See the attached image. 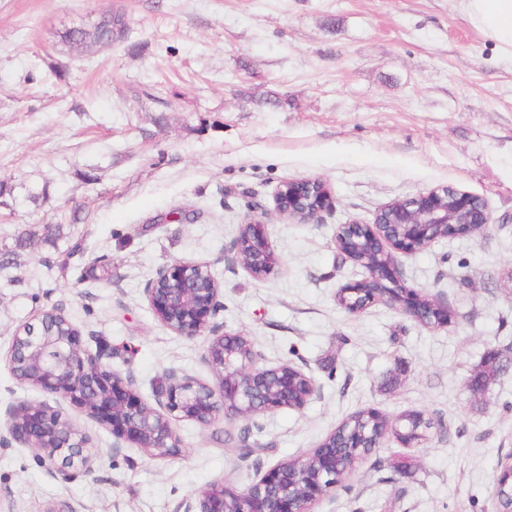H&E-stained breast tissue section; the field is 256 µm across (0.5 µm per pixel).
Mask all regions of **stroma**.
Listing matches in <instances>:
<instances>
[{
  "instance_id": "1",
  "label": "stroma",
  "mask_w": 512,
  "mask_h": 512,
  "mask_svg": "<svg viewBox=\"0 0 512 512\" xmlns=\"http://www.w3.org/2000/svg\"><path fill=\"white\" fill-rule=\"evenodd\" d=\"M107 11L124 16L127 40L62 42ZM301 178L325 182L336 209L320 224L272 214L279 264L253 277L231 249L247 207L271 210L277 186ZM0 184L1 411L45 398L16 380L9 350L51 309L146 402L171 370L217 386L206 337L174 334L145 298L178 261L210 267L221 331L319 387L303 410L228 421L265 442L247 459L189 420L174 424L176 456L116 448L111 430L60 403L99 450L93 474L65 481L32 449L0 446V512H182L213 483L243 489L256 468L312 453L371 408L437 426L407 449L383 439L314 512H494L512 458V54L458 0H0ZM441 186L481 198L489 230L399 261L452 322L429 329L382 303L347 313L337 294L364 271L338 258L337 225ZM102 254L110 272L93 263ZM491 351L504 368L474 393L467 381Z\"/></svg>"
}]
</instances>
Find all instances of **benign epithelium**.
I'll return each mask as SVG.
<instances>
[{
  "label": "benign epithelium",
  "mask_w": 512,
  "mask_h": 512,
  "mask_svg": "<svg viewBox=\"0 0 512 512\" xmlns=\"http://www.w3.org/2000/svg\"><path fill=\"white\" fill-rule=\"evenodd\" d=\"M335 209L330 188L315 178L289 179L274 193V211L302 224H318ZM267 212L248 207L239 235L232 241L242 267L257 278L270 275L279 263L266 234ZM490 216L475 195L448 187L420 192L380 208L374 221L356 219L336 228L340 257L360 265L365 276L340 289L338 304L357 314L373 304L397 308L427 328L451 322L448 305L410 286L398 255L421 251L442 239L473 236L487 229ZM385 261H378V257ZM212 275L208 266L176 262L157 269L144 289L149 307L169 330L193 338L211 333L205 359L219 378V389L189 375L170 372L153 390L156 406L146 403L130 380L101 363V355L81 348L78 333L59 311L51 313L56 329L35 332L27 324L13 336L22 346L11 345L10 365L25 369L17 377L55 400H68L95 421L107 426L114 447L130 443L153 457L178 454L180 440L173 422L194 421L204 428L230 418L248 419L281 409L302 410L317 393L316 381L290 363L260 367L257 353L244 355L238 343L242 334L221 333L212 323L222 308L220 285L200 287ZM424 421L420 412H408L387 423V434L407 436ZM0 441L18 443L37 451L40 460L56 466L64 481L92 473L94 448L88 436L64 418L48 401L8 407ZM346 438L337 427L307 458L274 464L245 489L222 482L211 484L185 503L184 512H313L339 481L345 452L336 451V437Z\"/></svg>",
  "instance_id": "obj_1"
}]
</instances>
